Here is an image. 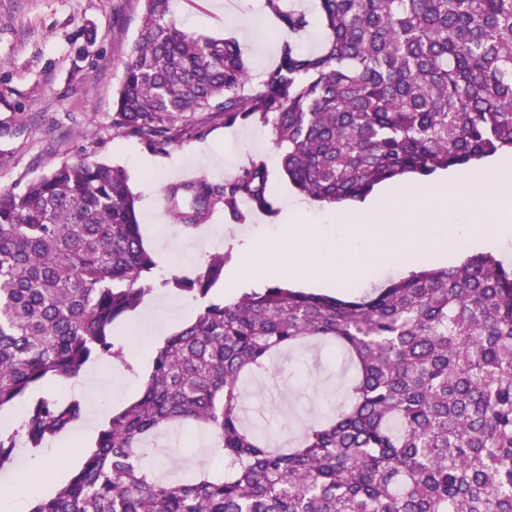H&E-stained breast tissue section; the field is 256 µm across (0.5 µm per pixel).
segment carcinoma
I'll return each instance as SVG.
<instances>
[{
  "instance_id": "1",
  "label": "carcinoma",
  "mask_w": 512,
  "mask_h": 512,
  "mask_svg": "<svg viewBox=\"0 0 512 512\" xmlns=\"http://www.w3.org/2000/svg\"><path fill=\"white\" fill-rule=\"evenodd\" d=\"M171 0H144L112 126L163 153L221 120L271 129L280 173L305 198L361 201L383 182L512 154V0H264L292 35L317 22L320 48L281 43L253 82L232 39L194 38ZM256 156L222 183L171 189L190 229L217 205L243 224L278 213ZM125 169L63 163L24 192H0V470L18 443L40 451L74 430L82 398L35 386L116 356L114 322L154 286ZM224 256L160 286L206 299ZM329 342L354 368L340 411L288 445L246 422L242 383L276 357ZM209 431L233 472L161 484L142 466L164 427ZM31 512H512V269L491 253L413 271L352 300L272 284L210 302L156 350L139 398L109 417L94 449Z\"/></svg>"
}]
</instances>
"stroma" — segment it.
Listing matches in <instances>:
<instances>
[{
	"mask_svg": "<svg viewBox=\"0 0 512 512\" xmlns=\"http://www.w3.org/2000/svg\"><path fill=\"white\" fill-rule=\"evenodd\" d=\"M262 3L174 0L172 18L188 34L237 40L251 72L258 74L276 64L279 44L288 37L263 13ZM142 11L143 0H0V191L22 192L57 165L86 157L122 166L139 202L146 248L169 257L167 269H155V279L196 277L209 255L224 253V275L209 297L227 300L232 292L251 287L236 276L249 235L277 231L300 209L306 223L332 224L338 208L302 199L280 178L274 183L277 215L255 212L236 224L219 208L205 229L188 232L176 223L170 185L200 177L223 182L259 154L273 167L278 151L270 129L252 124L227 127L214 121L164 153L114 131V102ZM351 375L331 346L310 342L298 347L280 359L275 377L249 381L251 420L274 442L295 439L306 422L336 412L343 402L340 386ZM196 434L185 428L155 440L156 451L187 455L181 465L170 467L166 479L208 466L194 444ZM156 451L150 461H157Z\"/></svg>",
	"mask_w": 512,
	"mask_h": 512,
	"instance_id": "1",
	"label": "stroma"
}]
</instances>
